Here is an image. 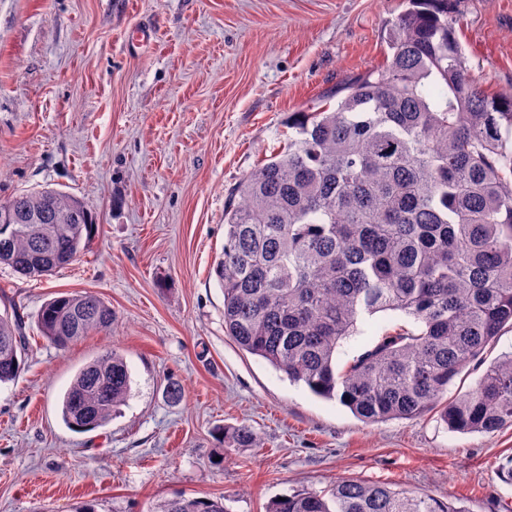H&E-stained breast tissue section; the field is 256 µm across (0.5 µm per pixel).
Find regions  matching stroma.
<instances>
[{"mask_svg":"<svg viewBox=\"0 0 512 512\" xmlns=\"http://www.w3.org/2000/svg\"><path fill=\"white\" fill-rule=\"evenodd\" d=\"M403 0H0V199L51 185L83 199L100 230L80 259L26 281L0 268V298L29 352L0 386V512H151L175 496L265 512L282 494L339 478L402 487L465 512H512V428L486 436L436 416L367 424L314 396L224 334L213 272L229 194L288 142L289 113L383 66ZM457 35L485 87L512 94V0H461ZM89 291L115 320L57 349L35 324L58 292ZM412 318L379 313L336 351L344 367ZM131 393L80 433L59 399L109 348ZM184 390L166 394L169 382ZM252 427L258 448L216 430Z\"/></svg>","mask_w":512,"mask_h":512,"instance_id":"1","label":"stroma"}]
</instances>
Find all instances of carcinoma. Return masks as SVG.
Returning a JSON list of instances; mask_svg holds the SVG:
<instances>
[{"label": "carcinoma", "instance_id": "obj_1", "mask_svg": "<svg viewBox=\"0 0 512 512\" xmlns=\"http://www.w3.org/2000/svg\"><path fill=\"white\" fill-rule=\"evenodd\" d=\"M389 24L391 57L347 77L315 110L292 112L288 147L230 192L214 267L224 333L241 350L379 423L430 414L449 429L512 427V354L450 399L512 327V95L471 75L456 34L460 0H405ZM335 105H330L331 100ZM0 266L40 280L83 254L98 232L81 198L45 185L0 201ZM399 312L419 329L384 332L343 369L336 349L359 321ZM91 292L60 293L37 311L43 338L64 349L112 327ZM16 310L0 313V384L16 380L27 344ZM123 354L109 348L75 373L61 398L66 425L89 432L128 399ZM226 448H258L247 425L222 427ZM155 512H228L220 498L162 499ZM267 512H461L431 495L359 479L322 494L270 501Z\"/></svg>", "mask_w": 512, "mask_h": 512}]
</instances>
